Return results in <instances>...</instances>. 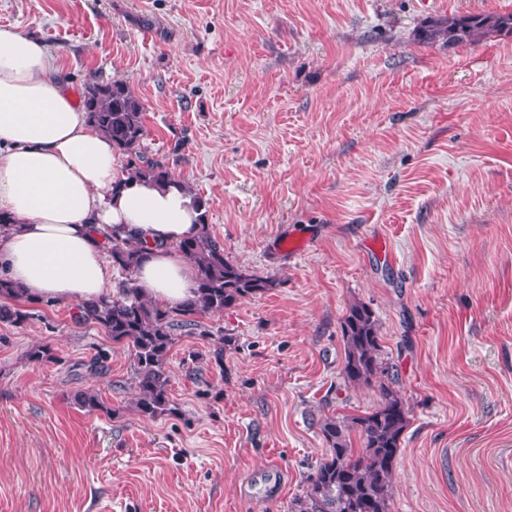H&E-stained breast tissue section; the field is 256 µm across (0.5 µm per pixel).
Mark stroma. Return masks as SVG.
Segmentation results:
<instances>
[{
	"label": "stroma",
	"mask_w": 512,
	"mask_h": 512,
	"mask_svg": "<svg viewBox=\"0 0 512 512\" xmlns=\"http://www.w3.org/2000/svg\"><path fill=\"white\" fill-rule=\"evenodd\" d=\"M492 12L512 0H0L73 92L134 90L145 148L271 283L179 337L154 420L127 349L73 303L0 323V512H288L328 451L321 419L379 400L342 375L355 301L408 409L390 512H512V34L414 39ZM100 353L104 376L85 369Z\"/></svg>",
	"instance_id": "obj_1"
}]
</instances>
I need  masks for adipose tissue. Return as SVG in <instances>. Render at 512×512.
I'll list each match as a JSON object with an SVG mask.
<instances>
[{"mask_svg":"<svg viewBox=\"0 0 512 512\" xmlns=\"http://www.w3.org/2000/svg\"><path fill=\"white\" fill-rule=\"evenodd\" d=\"M37 35L0 26V276L34 301L111 295L104 235L124 228L149 250L142 296L167 305L191 297L196 269L175 245L198 232L191 197L173 184L129 178L112 142L68 90Z\"/></svg>","mask_w":512,"mask_h":512,"instance_id":"1","label":"adipose tissue"}]
</instances>
